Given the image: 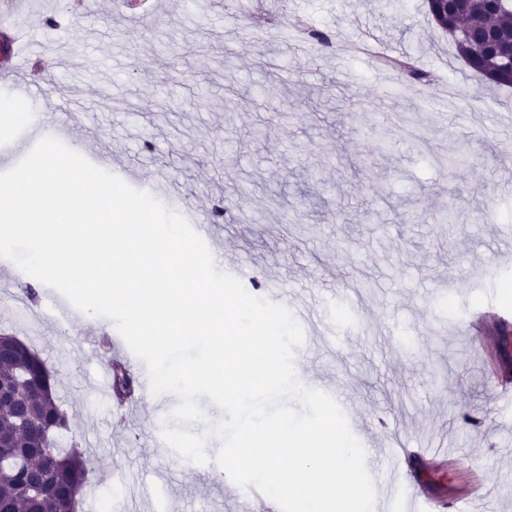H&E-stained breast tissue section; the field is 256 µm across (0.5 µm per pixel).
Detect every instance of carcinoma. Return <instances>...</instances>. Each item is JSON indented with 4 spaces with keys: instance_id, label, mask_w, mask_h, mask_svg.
Returning <instances> with one entry per match:
<instances>
[{
    "instance_id": "1",
    "label": "carcinoma",
    "mask_w": 512,
    "mask_h": 512,
    "mask_svg": "<svg viewBox=\"0 0 512 512\" xmlns=\"http://www.w3.org/2000/svg\"><path fill=\"white\" fill-rule=\"evenodd\" d=\"M430 17H447L441 26L456 54L475 73L500 87L512 88V70L502 64V46L512 44V0H426ZM384 67L406 70L395 56ZM408 71V70H406ZM415 84L428 74L408 71ZM0 387L12 397L0 403V512H77L88 471L74 449L58 448L56 435L69 428L54 376L37 351L18 337L0 333ZM112 390L128 396L133 376L112 368ZM41 459L35 471L25 461Z\"/></svg>"
}]
</instances>
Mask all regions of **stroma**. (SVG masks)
<instances>
[{"mask_svg": "<svg viewBox=\"0 0 512 512\" xmlns=\"http://www.w3.org/2000/svg\"><path fill=\"white\" fill-rule=\"evenodd\" d=\"M34 42H53V107L78 100L82 155L112 159L134 189L169 174L202 213L224 204L223 261L255 296L305 300L295 359L308 387L328 385L363 448L395 435L417 445L447 435L448 462L417 468L436 495L479 485L482 512H512V358L490 352L512 321V88L485 85L425 13L424 0H157L139 16L115 0H42ZM330 45L296 54L300 25ZM375 39L431 80L409 84L377 58L340 52ZM469 163L438 165L458 142ZM452 209L449 232L435 214ZM17 274L19 299L0 331L33 346L54 371L69 418L63 449L78 448L89 481L79 512H152L137 492L167 490L166 512H241L217 465L174 461L159 447L151 402L131 419L87 385L104 354L79 341L51 308L53 288ZM477 420L462 422L463 413Z\"/></svg>", "mask_w": 512, "mask_h": 512, "instance_id": "obj_1", "label": "stroma"}]
</instances>
